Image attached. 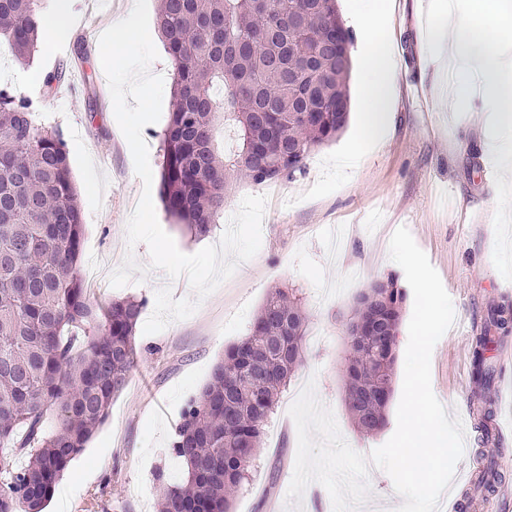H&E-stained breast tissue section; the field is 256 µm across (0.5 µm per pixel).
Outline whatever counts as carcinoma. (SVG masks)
<instances>
[{"mask_svg": "<svg viewBox=\"0 0 512 512\" xmlns=\"http://www.w3.org/2000/svg\"><path fill=\"white\" fill-rule=\"evenodd\" d=\"M301 19L288 30V13ZM39 0H0V46L21 62L41 36ZM336 0H160L156 25L175 67L173 108L161 133L166 214L207 235L232 183L290 180L349 114L352 59L336 47ZM236 147L215 146L218 125ZM85 227L59 131L36 124L32 104L0 90V450L25 457L0 468V512H44L55 484L104 423L137 363L146 300L96 308L76 274ZM406 294L389 275L355 298L346 324L344 401L356 428L388 422ZM493 310L476 337L475 384L489 390ZM308 315L292 289L271 291L249 333L224 351L186 403L171 448L183 478L158 512H232L258 455L264 426L303 363ZM55 429L45 426L48 416ZM481 443L490 401L481 399Z\"/></svg>", "mask_w": 512, "mask_h": 512, "instance_id": "cac0c4a2", "label": "carcinoma"}]
</instances>
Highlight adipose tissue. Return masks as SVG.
Returning <instances> with one entry per match:
<instances>
[{"label": "adipose tissue", "mask_w": 512, "mask_h": 512, "mask_svg": "<svg viewBox=\"0 0 512 512\" xmlns=\"http://www.w3.org/2000/svg\"><path fill=\"white\" fill-rule=\"evenodd\" d=\"M389 0H349L347 11L364 40L359 72L361 118L356 152L336 161L353 169L359 153L385 140L393 90L391 44L384 24ZM428 39L432 57L448 75L447 94L459 106L480 100L485 137L504 181L512 184V111L501 92L512 87V0H435Z\"/></svg>", "instance_id": "adipose-tissue-1"}]
</instances>
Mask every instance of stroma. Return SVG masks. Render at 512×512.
Here are the masks:
<instances>
[{"instance_id": "35a3bbf8", "label": "stroma", "mask_w": 512, "mask_h": 512, "mask_svg": "<svg viewBox=\"0 0 512 512\" xmlns=\"http://www.w3.org/2000/svg\"><path fill=\"white\" fill-rule=\"evenodd\" d=\"M431 0H399L386 21L396 63V97L384 146L362 154L348 173L337 156L354 149L360 116L357 76L349 78L346 127L335 141L312 153L304 172L275 188L241 182L224 202L217 228L191 239L166 216L161 227L178 249L192 254L218 244L230 217L248 195L267 205L256 256L206 297L188 319L163 331L137 336V364L115 398L106 421L65 470V504L45 512H157L162 481L176 482L183 466L171 442L187 400L209 381L227 346L246 336L253 316L272 288L300 291L309 315L304 361L283 392L264 429L249 485L234 499L233 512H333L317 483L300 502L288 500L298 437L289 408L307 383L329 408L346 442L370 453L393 435L396 410L386 428L360 433L344 403L345 324L353 298L370 282L401 268L389 256V241L407 227L426 253L452 299L455 322L435 345L431 384L448 416L464 426V454L456 466L458 512H512V436L483 446L473 403L472 345L495 308H512V223L499 220L507 187L489 169L477 113L454 115L436 98L441 75L425 66ZM134 0H70L72 19L54 42H41L28 64L0 49V86L36 105L38 123L58 128L69 154L85 224L77 272L98 306L115 297L147 298L152 315L158 289L193 298L186 278L168 279L151 268L146 244L128 245L126 226L141 193L130 148L116 122L99 52V37L113 20L128 15ZM65 78L46 89L55 70ZM145 267L142 282L112 287L111 273L126 256ZM494 380L488 398L492 421L512 426V324L498 330L489 350ZM496 461L501 480L490 494L475 489L480 470Z\"/></svg>"}]
</instances>
